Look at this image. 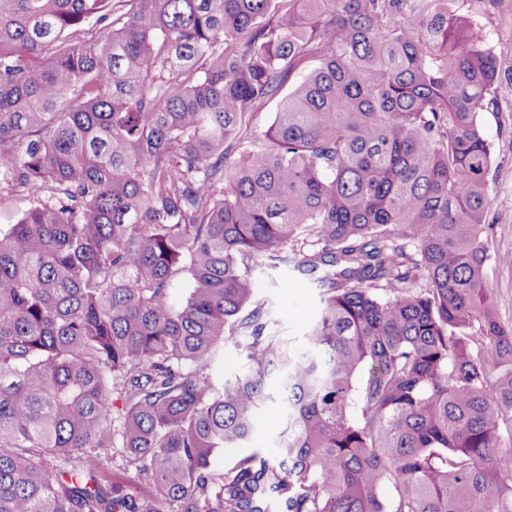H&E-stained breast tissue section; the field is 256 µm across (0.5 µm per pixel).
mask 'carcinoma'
<instances>
[{
    "instance_id": "carcinoma-1",
    "label": "carcinoma",
    "mask_w": 512,
    "mask_h": 512,
    "mask_svg": "<svg viewBox=\"0 0 512 512\" xmlns=\"http://www.w3.org/2000/svg\"><path fill=\"white\" fill-rule=\"evenodd\" d=\"M497 93L448 0H0V512H512ZM258 259L320 290L298 345ZM20 189L0 184V225L13 224L19 215L29 208L30 202ZM242 350L243 347L238 346L235 341L221 343L218 354L209 369L211 376L222 381L224 378L245 372L246 359ZM283 420L282 408L278 403H270L267 408L261 413L258 420L256 438L252 448H264L267 458L274 460L277 455L275 448H273L272 437L274 432L280 427Z\"/></svg>"
}]
</instances>
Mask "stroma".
Segmentation results:
<instances>
[{
	"instance_id": "35a3bbf8",
	"label": "stroma",
	"mask_w": 512,
	"mask_h": 512,
	"mask_svg": "<svg viewBox=\"0 0 512 512\" xmlns=\"http://www.w3.org/2000/svg\"><path fill=\"white\" fill-rule=\"evenodd\" d=\"M455 14L474 22L485 45L497 61L499 92L493 106L481 112L480 121L490 144L493 163L488 175L492 224L490 274L497 314L512 323V0H448ZM255 294L266 303L271 332L302 339L305 326L316 317L319 290L295 278L287 269H273L264 262L252 268Z\"/></svg>"
}]
</instances>
